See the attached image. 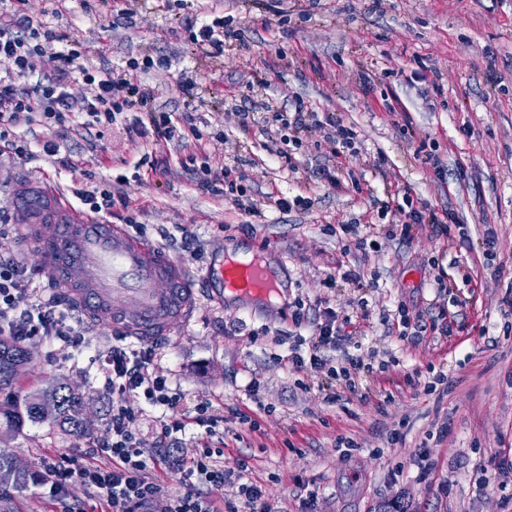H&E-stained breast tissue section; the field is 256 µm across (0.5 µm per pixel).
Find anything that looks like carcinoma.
I'll list each match as a JSON object with an SVG mask.
<instances>
[{
	"instance_id": "carcinoma-1",
	"label": "carcinoma",
	"mask_w": 512,
	"mask_h": 512,
	"mask_svg": "<svg viewBox=\"0 0 512 512\" xmlns=\"http://www.w3.org/2000/svg\"><path fill=\"white\" fill-rule=\"evenodd\" d=\"M23 362V347L13 340L0 336V390L8 386L17 376L16 366ZM50 402L55 414L44 417L38 410V403ZM83 395L66 389L49 388L25 398L24 402L0 401V423L19 432L26 423L49 422L61 430L81 437L88 431L83 419ZM30 474L16 470L14 457L7 451H0V484L22 489L27 486Z\"/></svg>"
}]
</instances>
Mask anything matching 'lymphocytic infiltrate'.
I'll return each instance as SVG.
<instances>
[{
	"mask_svg": "<svg viewBox=\"0 0 512 512\" xmlns=\"http://www.w3.org/2000/svg\"><path fill=\"white\" fill-rule=\"evenodd\" d=\"M196 31L191 35L194 54L199 62L218 64L226 51L232 50L238 35L228 28L224 19H196ZM89 50L79 43L54 45L52 40L38 41L30 28V21L21 11L0 13V141L12 142L15 130L22 124L39 119L42 126L52 128L64 125L77 116H84V129L99 126L111 129L118 115L138 109V117L126 124L127 133L150 140L157 147L174 140L178 120L172 113L153 108V92L140 79L141 67L132 60L119 68H93L82 65ZM46 55L58 62L54 78L32 95L18 89L16 82L24 77L30 60ZM82 81L92 87V98L77 101L70 92L73 81ZM124 177L105 181L95 190L75 189V196L90 210L110 215L118 206H127L122 191ZM32 281L10 259L0 257V335L23 342L29 336H55L75 347L86 345L82 327L68 324L65 315L56 313L53 305L35 300L23 305ZM345 334L336 314L324 312L321 322L314 326L307 353L293 352L288 357L292 371H310L326 374L336 383L331 400L340 401L342 390H354L357 376L369 373L370 365L363 359L349 358L346 366H330L326 349L335 347ZM153 349H130L113 346L105 355L102 366L105 386L125 397L123 405L113 408L107 437L98 439L91 451L79 457L55 454L45 458L49 480L46 490L56 499L67 502V512H87L88 500L95 499L108 506L110 512H152L160 496H167L168 512H220L206 494H166L161 483L150 478L149 471L158 465L176 467L180 482L201 475L212 484L224 482V471L219 468L212 449L206 448L196 456L184 459L176 456L171 435L183 428L181 420L164 424L155 448H141L132 435L129 424L134 418L127 402L144 399L153 406L174 408L176 398L169 393L165 381L154 377ZM110 459L109 467L96 463V456ZM84 489L88 500L75 499L76 489Z\"/></svg>",
	"mask_w": 512,
	"mask_h": 512,
	"instance_id": "1",
	"label": "lymphocytic infiltrate"
}]
</instances>
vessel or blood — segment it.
Wrapping results in <instances>:
<instances>
[{"mask_svg":"<svg viewBox=\"0 0 512 512\" xmlns=\"http://www.w3.org/2000/svg\"><path fill=\"white\" fill-rule=\"evenodd\" d=\"M21 206L28 218L18 229L39 253L37 275L85 321L146 345L196 315L197 273L184 258L76 209L46 181L29 184ZM235 251V241H227L230 259L220 268L225 291L247 300L276 290L265 263L232 261Z\"/></svg>","mask_w":512,"mask_h":512,"instance_id":"1","label":"vessel or blood"}]
</instances>
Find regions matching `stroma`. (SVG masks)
<instances>
[{"mask_svg": "<svg viewBox=\"0 0 512 512\" xmlns=\"http://www.w3.org/2000/svg\"><path fill=\"white\" fill-rule=\"evenodd\" d=\"M276 0H142L132 19L107 11L99 0H25L22 7L40 34L88 46L98 67L125 65L146 54L155 60L142 81L156 108L190 111L182 74L211 94L194 111L202 141L171 142L157 154L158 170L143 165L142 148L122 124L99 139L67 123L54 128L59 155H15L0 143V256L33 271L38 255L19 235L14 196L32 180H50L64 192L124 175L128 208L112 223L170 249L206 270L224 243L267 253L283 282L279 309L241 307L213 296L199 278L194 320L155 343L153 370L178 397L175 409L131 402L130 430L141 447H154L163 421H185L173 441L183 457L198 448L221 449L226 481L193 477L179 485L173 470H152L170 491H201L231 501L242 483L262 486L272 512H512V472L480 488V469L512 446V0H289L287 17ZM228 17L238 28L239 50L218 66L196 65L187 26L200 10ZM264 71L265 91L287 109L308 110L309 130L293 148L297 172L270 156L262 115L249 131L250 75ZM438 84L440 94L429 93ZM356 132L352 149L330 158L323 134L329 121ZM236 168L241 186L265 206L263 223L245 227L230 201L201 191L203 166ZM332 167L335 183L320 179ZM309 196L306 210L283 212L270 195ZM452 215L468 234L462 247L416 225L403 239L399 206ZM380 225L379 251L348 248L343 225ZM193 238L185 249V238ZM493 238L497 269L487 268L486 238ZM448 273L438 288L435 267ZM352 280H344V273ZM444 303L448 335L431 331L436 303ZM426 324L418 336L401 335L398 307ZM302 308L295 325L290 314ZM351 317L359 329L330 353L341 363L363 357L378 372L391 400L344 393L326 397L327 377L297 380L288 355L309 340L324 309ZM88 346L74 348L54 336H32L31 361L12 387L18 396L57 383L86 398L92 431L74 438L49 424H26L16 433L0 426V449L33 474L50 453L78 456L90 439L105 435L120 398L104 387L101 357L119 338L87 325ZM448 375V389L427 393L415 374L429 366ZM205 404L222 417L214 438L194 423ZM259 423L249 430L240 416ZM448 435L437 438L440 426ZM402 432L389 441L390 429ZM358 448L344 455L339 438ZM317 491L307 505L308 491Z\"/></svg>", "mask_w": 512, "mask_h": 512, "instance_id": "35a3bbf8", "label": "stroma"}]
</instances>
